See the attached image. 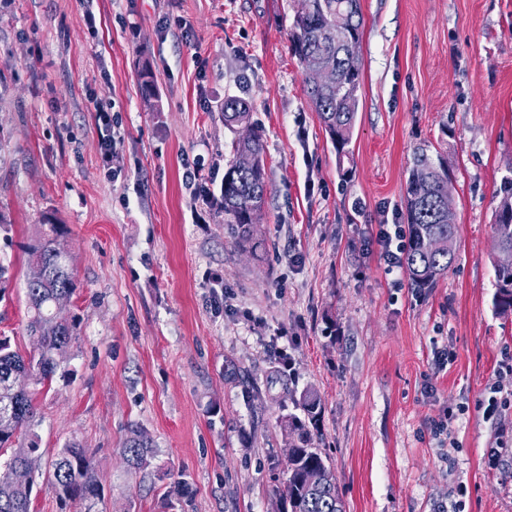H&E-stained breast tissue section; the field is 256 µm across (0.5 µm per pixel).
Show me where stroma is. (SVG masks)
<instances>
[{
    "instance_id": "35a3bbf8",
    "label": "stroma",
    "mask_w": 512,
    "mask_h": 512,
    "mask_svg": "<svg viewBox=\"0 0 512 512\" xmlns=\"http://www.w3.org/2000/svg\"><path fill=\"white\" fill-rule=\"evenodd\" d=\"M297 0H10L0 8V253L13 263L0 335L21 354L25 248L44 213L68 228L80 327L37 388L38 454L89 448L96 512H284L293 409L275 371L315 389L319 448L346 512H512V452L488 466L512 407L489 412L512 350L493 308L492 213L512 167V0H361L359 111L336 150L289 49ZM95 25H88V18ZM181 18L191 36L164 30ZM158 99L145 106L140 72ZM251 104L266 143L262 245L216 204ZM111 104L103 165L91 98ZM448 157L456 259L417 293L387 271L380 225L404 221L413 149ZM202 162L195 184L182 178ZM118 180L108 179L107 170ZM447 348L443 368L434 351ZM445 424L435 436L432 425ZM148 469L123 458L131 430ZM249 102L240 97L224 100V122L228 126L247 123L249 119ZM124 453L129 467L141 469L153 456V442L145 433L133 431L126 441Z\"/></svg>"
}]
</instances>
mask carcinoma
<instances>
[{
    "label": "carcinoma",
    "mask_w": 512,
    "mask_h": 512,
    "mask_svg": "<svg viewBox=\"0 0 512 512\" xmlns=\"http://www.w3.org/2000/svg\"><path fill=\"white\" fill-rule=\"evenodd\" d=\"M345 19L344 31L336 30V19ZM363 15L360 0H299L289 33L290 49L302 67L313 60L336 71L335 83L316 87L307 85V96L317 112L325 131L336 148L337 157L348 155L357 112L358 92L361 86L362 57L360 50L350 44H359L362 38ZM141 95L147 105L157 97L152 73L141 71ZM249 102L240 97L224 100V122L234 126L248 122ZM249 153L256 159L252 169L238 166L232 160L224 173L221 185L224 209V229L236 243H251L258 232L268 193L265 148L260 131L253 132L247 141H236L234 156ZM449 170L441 153L429 154V149L414 150L405 184L404 207L407 227L403 267L411 288L418 292L437 287L456 258V216L448 215L442 195L448 183ZM499 198L494 213L492 233L494 240V307L501 316L512 315V264L503 255H512V167L501 177L497 189ZM42 223L49 233L40 236L27 247L29 261H40L46 269L45 280L37 285L26 283L30 318L29 335L36 339V349L24 357L12 349L10 339L0 337V409L8 408L13 418L9 432L0 434V450L12 448L18 432H24L27 444L13 448L8 464L23 463L38 450L39 437L33 396L29 389L15 391L16 376L24 374L35 385L51 384L54 375L66 358L68 349L77 336L79 319H56L54 302L57 294L72 295L78 288L64 248L67 233L63 224L52 216H44ZM427 237L435 238L439 247L432 253L421 249ZM285 393L299 413H290L282 421L291 442L287 449V470L282 495L288 501V512H344V504L333 474L329 458L315 446L320 435L322 403L317 393L308 389L301 394L291 383H284ZM129 467L141 469L148 465L153 454V442L143 432L132 433L125 445ZM319 470L322 483L315 488L304 485L302 476L308 470ZM46 480L61 500L77 501L84 512H92L98 496V486L91 468L89 449L71 441L50 461ZM32 489L24 486H0V512H31Z\"/></svg>",
    "instance_id": "1"
}]
</instances>
